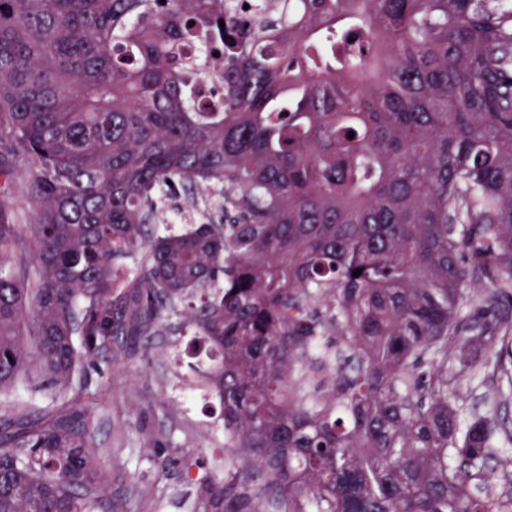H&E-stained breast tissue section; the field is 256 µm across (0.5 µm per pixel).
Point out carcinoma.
Returning <instances> with one entry per match:
<instances>
[{"label":"carcinoma","mask_w":512,"mask_h":512,"mask_svg":"<svg viewBox=\"0 0 512 512\" xmlns=\"http://www.w3.org/2000/svg\"><path fill=\"white\" fill-rule=\"evenodd\" d=\"M0 177V391L187 334V512H512V0H0ZM97 452L0 414V512H115ZM501 460L511 462L503 471ZM490 469L494 474V481L489 485V489L495 493L511 492L512 493V447L511 448H495L493 459L490 463Z\"/></svg>","instance_id":"carcinoma-1"}]
</instances>
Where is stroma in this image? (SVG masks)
<instances>
[{
    "mask_svg": "<svg viewBox=\"0 0 512 512\" xmlns=\"http://www.w3.org/2000/svg\"><path fill=\"white\" fill-rule=\"evenodd\" d=\"M186 336L129 337L120 360L105 358L82 372L84 386L72 403L96 423L99 468L112 488L116 512H184L190 492L167 474L165 460L185 459L192 475L210 472L224 451L219 399L201 392L197 408L182 395L199 389V376L183 364Z\"/></svg>",
    "mask_w": 512,
    "mask_h": 512,
    "instance_id": "35a3bbf8",
    "label": "stroma"
}]
</instances>
